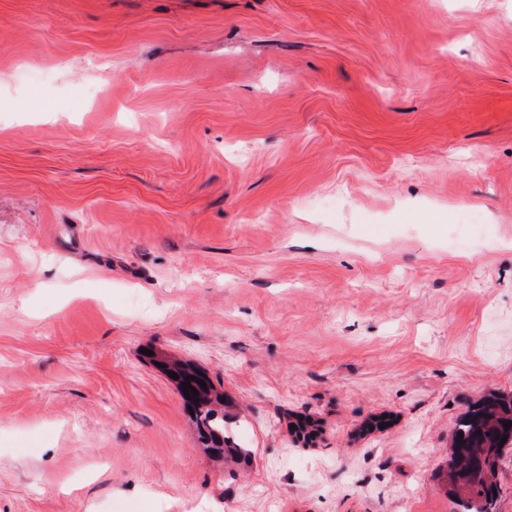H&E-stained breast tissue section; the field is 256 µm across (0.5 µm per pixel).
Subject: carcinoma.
<instances>
[{"label":"carcinoma","mask_w":512,"mask_h":512,"mask_svg":"<svg viewBox=\"0 0 512 512\" xmlns=\"http://www.w3.org/2000/svg\"><path fill=\"white\" fill-rule=\"evenodd\" d=\"M161 370L178 374L177 387H183L185 377L197 391L196 399L187 401L193 408L200 443L214 458L247 464L251 451L236 444L226 430L224 391L217 389L206 371L187 362L159 359ZM206 387H201L199 381ZM512 394L491 392L476 401L459 419L455 436L448 448L447 484L465 489L460 498L459 512H497V474L506 449L512 448ZM463 438H458V434Z\"/></svg>","instance_id":"1"}]
</instances>
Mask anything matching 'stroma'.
Listing matches in <instances>:
<instances>
[{
    "label": "stroma",
    "instance_id": "35a3bbf8",
    "mask_svg": "<svg viewBox=\"0 0 512 512\" xmlns=\"http://www.w3.org/2000/svg\"><path fill=\"white\" fill-rule=\"evenodd\" d=\"M491 392L512 0H0V512H457ZM162 364L161 370L168 375V372L178 374V379L174 380L181 394V387L185 377L194 376L206 383V388L199 385L198 382L189 379L198 394L192 396L191 400L186 401L193 408L195 424L197 427L200 443L205 451L214 458L230 460L240 464H247L251 458V451L242 448L236 444L229 436L224 425L227 418L224 415V405L221 402L224 397V391L217 389L206 371L187 362L170 360L165 357L157 360ZM171 379L172 376L168 375ZM198 399V402H194Z\"/></svg>",
    "mask_w": 512,
    "mask_h": 512
}]
</instances>
